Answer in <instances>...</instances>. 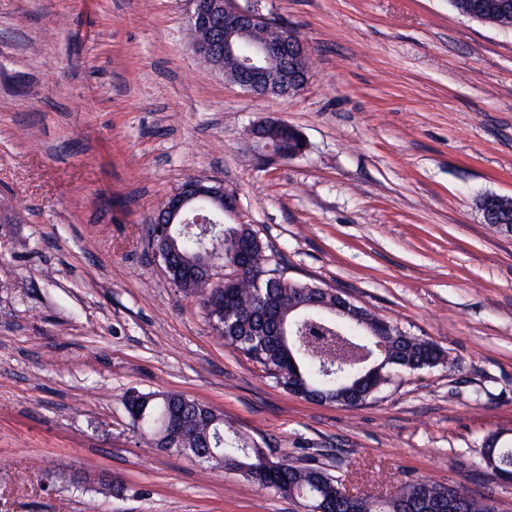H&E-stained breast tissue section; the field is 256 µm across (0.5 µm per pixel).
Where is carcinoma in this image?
<instances>
[{
  "label": "carcinoma",
  "instance_id": "1",
  "mask_svg": "<svg viewBox=\"0 0 512 512\" xmlns=\"http://www.w3.org/2000/svg\"><path fill=\"white\" fill-rule=\"evenodd\" d=\"M276 150L293 156L300 149L296 134L272 126L268 129ZM211 203L218 228L206 235L197 227L174 224L166 228L172 262L168 279L175 287L196 298L206 311L211 329L224 345L240 351L264 367L289 394L309 401L327 400L350 407L375 397L397 372L433 368L447 359L436 343L413 336L378 313L352 304L340 315L336 290L292 280L280 282L275 273L283 254L266 243L253 224L224 222L223 200ZM253 258L251 270L230 289L224 314L221 289L203 272H196L202 258L222 266L243 250ZM383 333V351L367 379L358 381V366L349 365L331 374L325 366L350 359L359 349L374 343L370 328ZM133 425L149 448L166 447V421L178 415L187 431L173 451L208 463L214 468L241 473L253 484L290 499L315 498L327 503L328 512H430L432 507L456 503V512H493L482 497L459 492L450 484L431 479H409L386 498L364 496L348 502L337 495L343 480L326 466H300L293 461L274 460L257 442L241 434L224 413L207 403L178 392L130 390L123 397ZM495 444L485 463L494 475L512 474V438L491 435Z\"/></svg>",
  "mask_w": 512,
  "mask_h": 512
}]
</instances>
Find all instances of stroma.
<instances>
[{
  "label": "stroma",
  "instance_id": "1",
  "mask_svg": "<svg viewBox=\"0 0 512 512\" xmlns=\"http://www.w3.org/2000/svg\"><path fill=\"white\" fill-rule=\"evenodd\" d=\"M306 43L308 85L249 95L194 55L187 0H0V512H303L234 471L150 452L127 391L223 411L276 458L359 491L431 478L512 512L481 461L512 433V30L450 0H237ZM308 143L260 161L247 130ZM190 178L222 184L289 278L336 288L453 359L357 407L288 394L224 345L145 226ZM481 400H474V392ZM118 476L97 496L47 469Z\"/></svg>",
  "mask_w": 512,
  "mask_h": 512
}]
</instances>
